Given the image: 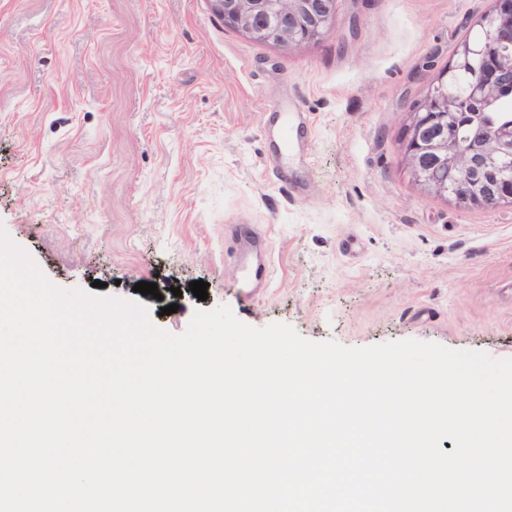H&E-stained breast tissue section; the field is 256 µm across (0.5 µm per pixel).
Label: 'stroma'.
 Here are the masks:
<instances>
[{"label": "stroma", "mask_w": 512, "mask_h": 512, "mask_svg": "<svg viewBox=\"0 0 512 512\" xmlns=\"http://www.w3.org/2000/svg\"><path fill=\"white\" fill-rule=\"evenodd\" d=\"M492 6L338 0L325 37L282 48L226 28L209 0H0V224L56 287L103 281L173 334L225 304L314 342L512 359V207L425 194L400 146ZM293 107L313 131L285 155L268 119ZM234 224L270 243L248 304Z\"/></svg>", "instance_id": "obj_1"}]
</instances>
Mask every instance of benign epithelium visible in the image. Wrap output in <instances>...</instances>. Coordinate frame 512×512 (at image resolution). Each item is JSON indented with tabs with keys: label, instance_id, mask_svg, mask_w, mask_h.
<instances>
[{
	"label": "benign epithelium",
	"instance_id": "1",
	"mask_svg": "<svg viewBox=\"0 0 512 512\" xmlns=\"http://www.w3.org/2000/svg\"><path fill=\"white\" fill-rule=\"evenodd\" d=\"M224 26L252 40L290 48L320 40L335 25L337 0H211ZM482 36L463 45L440 71L428 93L406 113L402 126L405 164L430 196L456 207L495 209L512 205V126L477 134L475 151L457 147L456 131L470 119V101L492 103L512 85V0H493L477 21ZM470 75V99L451 91L456 74ZM433 158L441 173L429 170Z\"/></svg>",
	"mask_w": 512,
	"mask_h": 512
}]
</instances>
